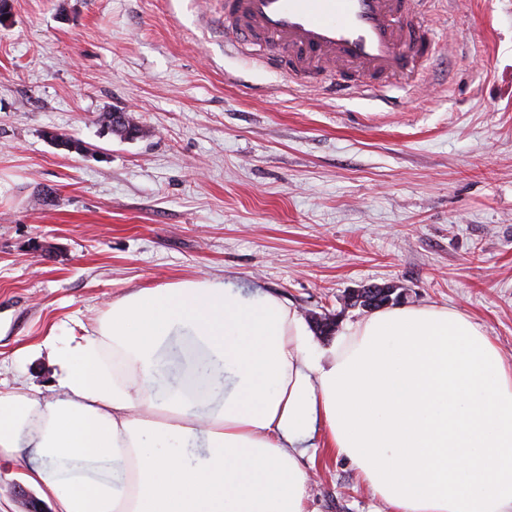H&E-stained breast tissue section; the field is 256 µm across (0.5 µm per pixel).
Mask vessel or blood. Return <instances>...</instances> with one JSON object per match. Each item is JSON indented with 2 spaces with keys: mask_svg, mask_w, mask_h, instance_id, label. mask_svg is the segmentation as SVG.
I'll return each instance as SVG.
<instances>
[{
  "mask_svg": "<svg viewBox=\"0 0 512 512\" xmlns=\"http://www.w3.org/2000/svg\"><path fill=\"white\" fill-rule=\"evenodd\" d=\"M422 19V0H224V41L268 65L287 51L290 75L323 72L336 87L342 73L360 75L364 93L432 54L437 36Z\"/></svg>",
  "mask_w": 512,
  "mask_h": 512,
  "instance_id": "obj_1",
  "label": "vessel or blood"
}]
</instances>
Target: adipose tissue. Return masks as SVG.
<instances>
[{
  "label": "adipose tissue",
  "instance_id": "1",
  "mask_svg": "<svg viewBox=\"0 0 512 512\" xmlns=\"http://www.w3.org/2000/svg\"><path fill=\"white\" fill-rule=\"evenodd\" d=\"M51 350L52 397L0 391V457L54 512H308L319 432L392 512H512V365L457 309L374 311L323 362L287 300L204 277L132 290Z\"/></svg>",
  "mask_w": 512,
  "mask_h": 512
}]
</instances>
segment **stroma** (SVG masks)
Here are the masks:
<instances>
[{"label": "stroma", "mask_w": 512, "mask_h": 512, "mask_svg": "<svg viewBox=\"0 0 512 512\" xmlns=\"http://www.w3.org/2000/svg\"><path fill=\"white\" fill-rule=\"evenodd\" d=\"M0 25V390L50 393L48 333L218 277L364 318L349 290L467 314L512 361V0H426L438 51L384 97L224 48V0H11ZM105 110L135 113L124 140ZM55 131L83 153L57 148ZM30 348V358L14 354ZM310 512H389L315 437ZM396 288L389 284H369L350 291L343 297V306L347 309L361 308L365 311L376 309L377 306L391 303Z\"/></svg>", "instance_id": "1"}]
</instances>
